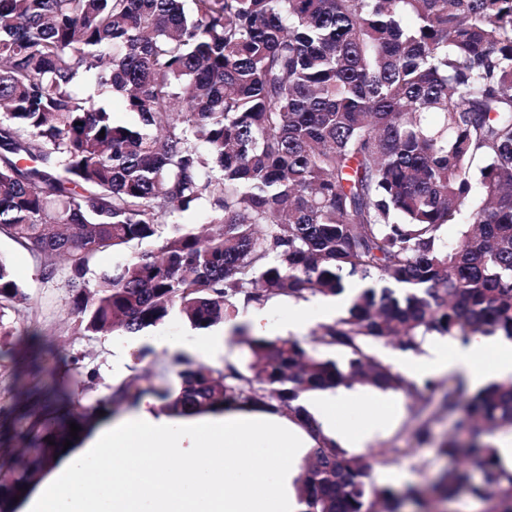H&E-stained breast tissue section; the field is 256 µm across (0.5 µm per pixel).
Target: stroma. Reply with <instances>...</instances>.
I'll return each instance as SVG.
<instances>
[{
    "label": "stroma",
    "instance_id": "obj_1",
    "mask_svg": "<svg viewBox=\"0 0 512 512\" xmlns=\"http://www.w3.org/2000/svg\"><path fill=\"white\" fill-rule=\"evenodd\" d=\"M0 254L8 257L27 295L14 315L20 334L0 356V467L9 465L22 448L29 426L28 417L15 408L21 387L56 388L93 407L105 398L109 384L135 367L149 370L154 385L174 381V374L162 368L165 351L155 348L143 359L120 363L116 351L125 345V337L88 336L73 329L67 267H60L54 280L44 281L37 260L2 235ZM397 400L404 414L393 431L370 445L371 453L386 458L373 467L370 477L396 489L423 486L447 465L439 446L453 433L455 418L433 411L430 438L421 443L414 435L412 400L402 394Z\"/></svg>",
    "mask_w": 512,
    "mask_h": 512
}]
</instances>
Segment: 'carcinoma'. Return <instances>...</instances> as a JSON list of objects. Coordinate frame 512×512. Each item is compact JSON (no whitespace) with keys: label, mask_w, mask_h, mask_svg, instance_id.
<instances>
[{"label":"carcinoma","mask_w":512,"mask_h":512,"mask_svg":"<svg viewBox=\"0 0 512 512\" xmlns=\"http://www.w3.org/2000/svg\"><path fill=\"white\" fill-rule=\"evenodd\" d=\"M0 0V235L42 278L65 261L74 328L135 335L178 314L231 324L221 366L166 355L176 385L137 374L102 400L152 395L169 415L288 414L314 441L304 512H434L467 494L512 512V380L418 382L379 359L427 337L512 340V0ZM122 100L118 118L104 99ZM458 226L453 242L448 226ZM147 248L93 282L95 257ZM346 295L312 339L254 336L272 300ZM26 300L0 256V340ZM338 349L339 362L323 355ZM367 384L458 415L427 488L370 479L299 404ZM92 414L43 401L31 455L0 472V512Z\"/></svg>","instance_id":"cac0c4a2"}]
</instances>
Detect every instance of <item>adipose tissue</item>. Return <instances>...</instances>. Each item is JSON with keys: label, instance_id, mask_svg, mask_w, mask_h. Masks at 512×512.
Segmentation results:
<instances>
[{"label": "adipose tissue", "instance_id": "1", "mask_svg": "<svg viewBox=\"0 0 512 512\" xmlns=\"http://www.w3.org/2000/svg\"><path fill=\"white\" fill-rule=\"evenodd\" d=\"M493 354L488 368L477 361ZM420 373L461 372L475 383L512 377V346L486 337L431 343ZM360 391L307 395L304 405L323 433L346 448H365L395 426L400 405L371 395L373 411L356 429H341ZM312 440L297 422L263 411L172 417L142 404L100 427L84 446L52 461L50 477L28 512H301L293 487L295 462Z\"/></svg>", "mask_w": 512, "mask_h": 512}]
</instances>
